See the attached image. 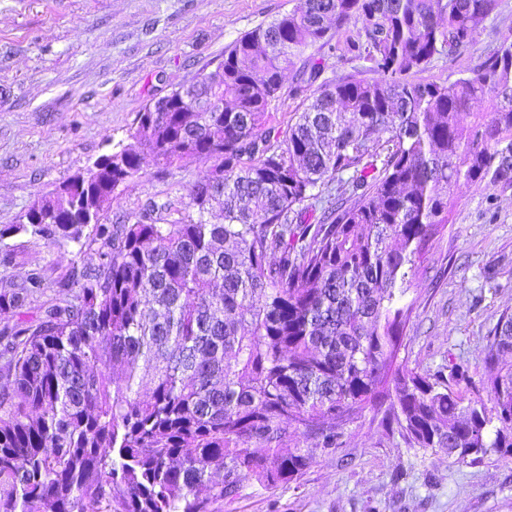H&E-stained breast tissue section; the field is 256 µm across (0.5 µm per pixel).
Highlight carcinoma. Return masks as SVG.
I'll return each mask as SVG.
<instances>
[{
	"label": "carcinoma",
	"mask_w": 512,
	"mask_h": 512,
	"mask_svg": "<svg viewBox=\"0 0 512 512\" xmlns=\"http://www.w3.org/2000/svg\"><path fill=\"white\" fill-rule=\"evenodd\" d=\"M293 2L173 90L170 111L138 113L134 143L0 227V244L98 255L54 297L38 269L0 290V313L18 316L0 327V512H222L248 485L297 480L308 440L337 448L384 400L385 425L419 448L512 457V313L489 331L485 400L448 390L464 362L447 377L395 365L411 283L457 193L512 183V41L453 81L413 75L465 51L501 0ZM316 43L380 79L299 87L308 104L279 130L283 73ZM191 158L212 170L183 217L151 200L132 223H86L146 162ZM313 200L326 202L315 224Z\"/></svg>",
	"instance_id": "1"
}]
</instances>
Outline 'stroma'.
<instances>
[{"instance_id":"35a3bbf8","label":"stroma","mask_w":512,"mask_h":512,"mask_svg":"<svg viewBox=\"0 0 512 512\" xmlns=\"http://www.w3.org/2000/svg\"><path fill=\"white\" fill-rule=\"evenodd\" d=\"M292 6V0H0V226L128 143L147 104L214 70L240 36ZM495 34L512 38V0L461 55L436 59L427 77L469 73ZM319 57L324 77L365 75L357 62L309 46L285 73L272 107L277 128L287 129L302 111L304 98L294 89L308 78L307 59ZM210 171V163L197 159L165 170L146 165L118 188L100 221L135 217L151 199L170 201L169 219L180 218L191 185ZM9 243L16 257L0 262V289L37 267L52 286L73 263L95 258L28 235ZM428 264L408 295L413 313L397 360L432 371L469 362L470 381L456 390L468 399L481 396L488 331L512 310V185L463 188ZM381 419L371 408L355 415L332 452L308 441L313 461L297 481L245 488L223 512H512V459L492 452L473 465L453 464L386 430Z\"/></svg>"}]
</instances>
